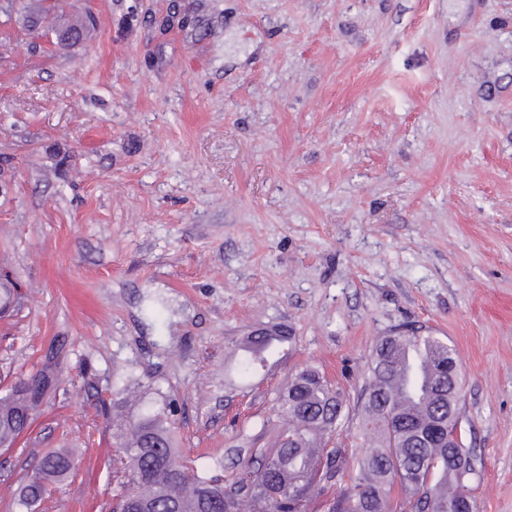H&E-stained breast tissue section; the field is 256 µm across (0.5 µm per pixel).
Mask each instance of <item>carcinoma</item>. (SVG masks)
<instances>
[{
    "mask_svg": "<svg viewBox=\"0 0 512 512\" xmlns=\"http://www.w3.org/2000/svg\"><path fill=\"white\" fill-rule=\"evenodd\" d=\"M270 338L247 337L240 373L265 359ZM456 371L453 346L414 328L379 340L353 403L317 368L300 369L276 399L281 426L274 445L252 450L242 476L227 487L178 455L165 411L125 419L117 435L122 485L140 499L141 512H308L310 502L333 487L340 492L328 512H476L470 487L475 457L464 444H448V427L460 422L459 395L450 382ZM27 378L34 384L31 395L42 399L53 391L46 369ZM31 395L0 394V436L25 429L18 409ZM353 414L365 451L352 459L333 437ZM171 458L181 464L174 476L167 472ZM74 461L71 448L43 453L30 475V491L13 501L15 512H36L41 492L64 484ZM347 477L350 485L343 488Z\"/></svg>",
    "mask_w": 512,
    "mask_h": 512,
    "instance_id": "carcinoma-1",
    "label": "carcinoma"
}]
</instances>
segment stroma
<instances>
[{"label": "stroma", "mask_w": 512, "mask_h": 512, "mask_svg": "<svg viewBox=\"0 0 512 512\" xmlns=\"http://www.w3.org/2000/svg\"><path fill=\"white\" fill-rule=\"evenodd\" d=\"M96 22L48 54L0 24V374L60 344L58 385L0 452V512L75 449L45 512H112V427L170 405L232 483L319 367L357 396L405 325L454 346L478 512H512V0H58ZM292 348L244 377L241 337Z\"/></svg>", "instance_id": "1"}]
</instances>
